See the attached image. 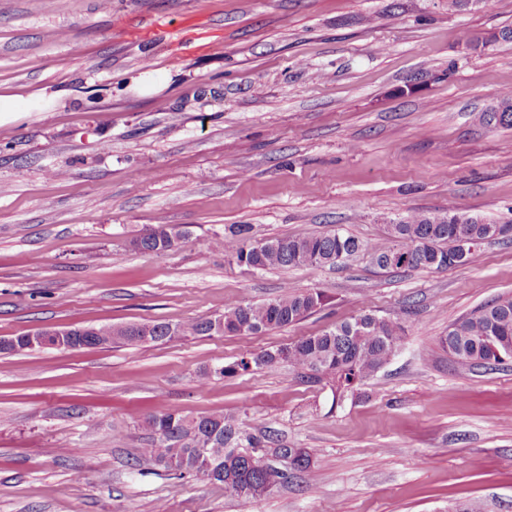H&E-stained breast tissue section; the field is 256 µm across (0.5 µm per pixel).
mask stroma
<instances>
[{"instance_id": "35a3bbf8", "label": "stroma", "mask_w": 512, "mask_h": 512, "mask_svg": "<svg viewBox=\"0 0 512 512\" xmlns=\"http://www.w3.org/2000/svg\"><path fill=\"white\" fill-rule=\"evenodd\" d=\"M507 25L512 0H0V97L65 92L0 119V340L324 297L265 333L0 352V512H512V363L462 367L439 344L512 296V240L397 273L363 255L256 273L207 246L232 224L374 241L416 212L512 223V128L479 120L512 89V43L465 45ZM161 222L177 250L130 249ZM364 311L406 332L356 396L285 365L194 383ZM161 411L274 430L315 449V475L257 500L175 475L142 453Z\"/></svg>"}]
</instances>
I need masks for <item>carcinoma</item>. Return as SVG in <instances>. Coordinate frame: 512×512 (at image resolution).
Listing matches in <instances>:
<instances>
[{
  "label": "carcinoma",
  "mask_w": 512,
  "mask_h": 512,
  "mask_svg": "<svg viewBox=\"0 0 512 512\" xmlns=\"http://www.w3.org/2000/svg\"><path fill=\"white\" fill-rule=\"evenodd\" d=\"M512 42V28L503 27L468 40L467 46L490 47ZM488 127L512 126V90L501 94L497 106L482 113ZM503 224L450 210L442 216L414 213L387 227L386 239L363 242L338 231L311 237H274L258 243L250 238V226L233 224L210 245L224 250L229 261L253 271L288 267H330L346 264L358 252L366 253L373 266L388 271L446 270L465 264L469 256L459 254L464 238L484 243L512 236L501 233ZM185 233L167 224L155 225L131 240L141 253H163L176 249ZM398 253L401 259L389 262ZM323 302L319 292L288 291L265 302H231L224 314L172 326L167 323H139L120 327L91 328L75 335V343L88 347L114 342H157L173 337L213 334L261 333L293 325ZM405 335L398 319L361 313L327 330L301 338L275 350H264L217 365L196 375L198 388L214 377L273 371L288 364L308 383L326 382L342 398L355 394L378 373L397 351ZM442 347L459 366L492 368L503 364L495 356L512 359V296L494 299L448 325ZM146 426L151 434L144 454L155 456L167 469L179 475L204 478L208 471L224 484L226 493L241 496V484L254 486L272 480L284 482L269 466V456L288 454L294 470L308 473L316 454L310 448H289L278 434L268 432L257 438L222 412L188 416L163 412L150 416Z\"/></svg>",
  "instance_id": "cac0c4a2"
}]
</instances>
